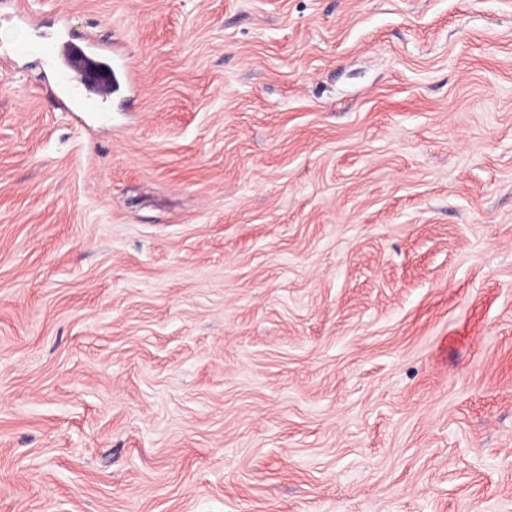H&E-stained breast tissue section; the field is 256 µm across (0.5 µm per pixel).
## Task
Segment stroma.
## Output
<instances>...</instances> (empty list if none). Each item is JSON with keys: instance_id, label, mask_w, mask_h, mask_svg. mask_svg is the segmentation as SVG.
<instances>
[{"instance_id": "35a3bbf8", "label": "stroma", "mask_w": 512, "mask_h": 512, "mask_svg": "<svg viewBox=\"0 0 512 512\" xmlns=\"http://www.w3.org/2000/svg\"><path fill=\"white\" fill-rule=\"evenodd\" d=\"M138 79L59 109L40 49ZM0 512H512V0H12Z\"/></svg>"}]
</instances>
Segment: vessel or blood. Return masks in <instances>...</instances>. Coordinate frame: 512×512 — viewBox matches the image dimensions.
Instances as JSON below:
<instances>
[{
	"label": "vessel or blood",
	"instance_id": "obj_1",
	"mask_svg": "<svg viewBox=\"0 0 512 512\" xmlns=\"http://www.w3.org/2000/svg\"><path fill=\"white\" fill-rule=\"evenodd\" d=\"M42 56L65 101H80L88 111L95 110L97 97L108 96L132 80L126 59L113 57L100 42L49 43L43 46Z\"/></svg>",
	"mask_w": 512,
	"mask_h": 512
}]
</instances>
